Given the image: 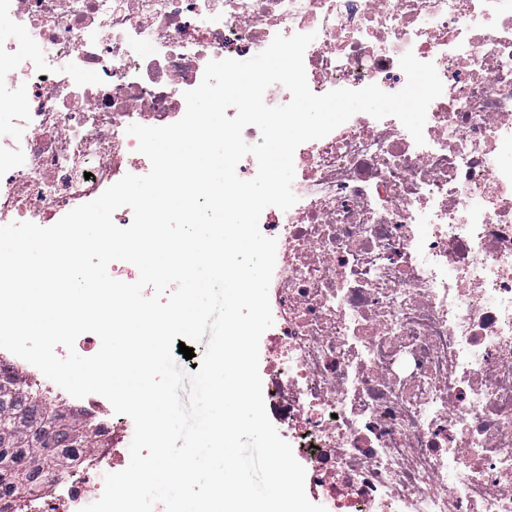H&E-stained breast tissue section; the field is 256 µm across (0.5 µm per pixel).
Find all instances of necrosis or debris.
<instances>
[{
	"instance_id": "4bbe7bcc",
	"label": "necrosis or debris",
	"mask_w": 512,
	"mask_h": 512,
	"mask_svg": "<svg viewBox=\"0 0 512 512\" xmlns=\"http://www.w3.org/2000/svg\"><path fill=\"white\" fill-rule=\"evenodd\" d=\"M0 222L51 221L145 157L129 125L185 111L209 61L314 34L310 90L387 93L399 60L444 89L424 145L361 114L300 144L277 242L268 405L335 512H512V0H0ZM113 415L66 486L22 512H80L124 464Z\"/></svg>"
}]
</instances>
